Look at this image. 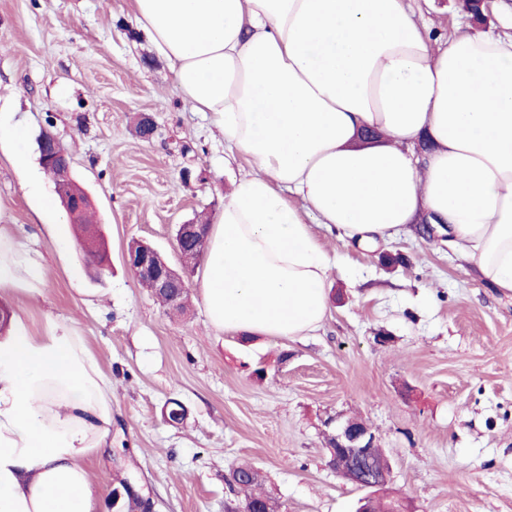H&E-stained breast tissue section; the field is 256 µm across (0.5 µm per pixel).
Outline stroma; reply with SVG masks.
<instances>
[{
  "label": "stroma",
  "mask_w": 512,
  "mask_h": 512,
  "mask_svg": "<svg viewBox=\"0 0 512 512\" xmlns=\"http://www.w3.org/2000/svg\"><path fill=\"white\" fill-rule=\"evenodd\" d=\"M434 38L469 17L456 0H410ZM156 130L140 138V115ZM0 224L46 266L45 293L12 296L36 330L59 319L83 336L112 383V446L89 462L125 512L141 486L151 512H229L234 467L257 470L279 512H356L365 492L327 466L328 420L361 419L391 464L409 512H512V297L410 224L375 252L321 235L339 264L322 327L300 341L213 328L189 278L185 313L160 305L127 268L137 240L173 267L179 224H210L224 205V141L190 111L123 0H0ZM66 144L107 242L95 278L55 199L36 139ZM26 159L16 169L15 155ZM186 411L169 424L171 401ZM120 501H112V494Z\"/></svg>",
  "instance_id": "stroma-1"
}]
</instances>
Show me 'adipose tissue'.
Listing matches in <instances>:
<instances>
[{
  "label": "adipose tissue",
  "instance_id": "1",
  "mask_svg": "<svg viewBox=\"0 0 512 512\" xmlns=\"http://www.w3.org/2000/svg\"><path fill=\"white\" fill-rule=\"evenodd\" d=\"M233 178L209 229L211 324L296 339L328 310L314 233L391 242L419 213L512 296V36L434 46L408 0H126ZM247 162L239 170V162ZM0 225V296L44 294ZM112 445V384L74 327L0 335V512H97L89 459Z\"/></svg>",
  "mask_w": 512,
  "mask_h": 512
}]
</instances>
